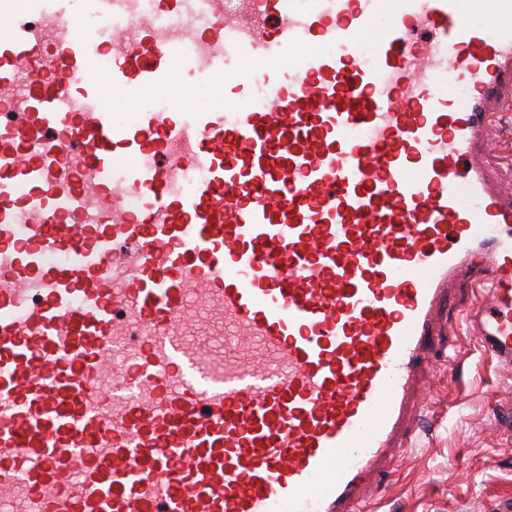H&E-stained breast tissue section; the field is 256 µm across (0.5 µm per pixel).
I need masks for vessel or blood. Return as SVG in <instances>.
<instances>
[{"instance_id":"1","label":"vessel or blood","mask_w":512,"mask_h":512,"mask_svg":"<svg viewBox=\"0 0 512 512\" xmlns=\"http://www.w3.org/2000/svg\"><path fill=\"white\" fill-rule=\"evenodd\" d=\"M486 11L0 0V512H359L450 284L512 365V0ZM106 89L168 100L121 123ZM506 136L499 141L500 147L488 157L489 165L501 172L504 176H511L512 183V112H511V136Z\"/></svg>"}]
</instances>
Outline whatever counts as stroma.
Listing matches in <instances>:
<instances>
[{
    "label": "stroma",
    "instance_id": "1",
    "mask_svg": "<svg viewBox=\"0 0 512 512\" xmlns=\"http://www.w3.org/2000/svg\"><path fill=\"white\" fill-rule=\"evenodd\" d=\"M458 285L451 327L440 341L423 442L394 458L373 512H498L512 502V368L498 365L466 335L462 311L480 300Z\"/></svg>",
    "mask_w": 512,
    "mask_h": 512
}]
</instances>
